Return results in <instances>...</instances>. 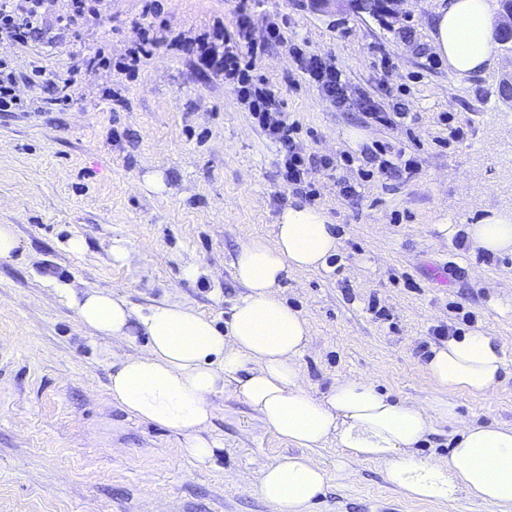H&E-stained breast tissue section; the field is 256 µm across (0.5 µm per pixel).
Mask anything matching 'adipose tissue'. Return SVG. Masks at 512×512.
<instances>
[{"instance_id":"obj_1","label":"adipose tissue","mask_w":512,"mask_h":512,"mask_svg":"<svg viewBox=\"0 0 512 512\" xmlns=\"http://www.w3.org/2000/svg\"><path fill=\"white\" fill-rule=\"evenodd\" d=\"M433 50L460 77L496 60L497 19L487 0H438ZM474 247L512 253V208L488 213L466 229ZM340 242L318 210H283L273 237L242 247L234 264L246 294L226 329L190 308L166 304L139 312L111 292L72 297L78 318L99 335L125 340L143 326V351L123 355L111 376L116 406L140 420L184 435L188 454L206 461L215 444L205 438L226 384L278 436L302 448L333 443L355 462L379 463L390 484L413 499L447 504L459 493L512 507V426L478 424L454 411L461 391L483 395L507 367L494 336L476 329L432 347L425 369L438 387L428 402H394L369 378H340L321 396L303 383L298 359L309 344L306 319L279 294L295 270L326 267ZM457 425L448 457L417 456L435 426ZM325 473L303 456L263 465L257 492L276 512H309L322 492Z\"/></svg>"}]
</instances>
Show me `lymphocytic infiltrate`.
<instances>
[{
  "label": "lymphocytic infiltrate",
  "instance_id": "f902f5d3",
  "mask_svg": "<svg viewBox=\"0 0 512 512\" xmlns=\"http://www.w3.org/2000/svg\"><path fill=\"white\" fill-rule=\"evenodd\" d=\"M107 0H0V42L15 45L27 44L33 35L45 33L56 25L69 28L78 22L97 17L106 9ZM253 11L247 0H242L234 30L215 28L213 32L199 36L196 55L201 65L215 70L224 77L225 84L234 87L240 100L267 138L280 145L284 163L279 176L293 192L313 198L307 190L306 178L311 170L322 168L336 170L337 163L328 156L299 151L294 134L296 124L290 123L282 109L277 90L267 81L254 74L258 56L272 46L283 44L285 31L277 19L267 20L262 38H255ZM293 58L299 71L308 78L320 94L333 106L353 108L366 118L379 124L392 121L390 113L363 92L351 90L342 70L328 65L320 56L294 49ZM101 54H93L74 66L71 75L62 78L36 65L31 69V85L46 90L43 100L20 98L15 90L17 77L8 52H0V112H26L43 104L58 109L70 106L74 101L73 88L81 72L103 64Z\"/></svg>",
  "mask_w": 512,
  "mask_h": 512
}]
</instances>
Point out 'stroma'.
<instances>
[{
  "label": "stroma",
  "mask_w": 512,
  "mask_h": 512,
  "mask_svg": "<svg viewBox=\"0 0 512 512\" xmlns=\"http://www.w3.org/2000/svg\"><path fill=\"white\" fill-rule=\"evenodd\" d=\"M158 24L181 49L159 47L135 76L113 67L82 74L77 101L44 112H0V224L19 241L0 259V512H272L256 491L263 464L304 454L326 474L310 512H508L459 494L443 505L409 498L374 462L356 463L335 444L297 450L266 428L229 384L215 401L206 438L214 457L199 463L182 435L119 409L109 395L113 364L143 349L112 343L83 324L66 289L118 292L147 311L192 308L225 327L246 293L234 262L254 238L273 235L300 196L281 186L280 148L254 123L222 76L201 69L191 45L215 27L232 28L239 0H162ZM141 0H110L98 20L10 47L17 94L37 96L32 60L66 74L75 57L101 51L119 59L137 41ZM437 0H402L394 14L366 0H256L255 29L282 20L287 41L256 61L277 84L296 121V145L339 160L308 179L340 238L329 267L295 271L281 295L309 323L298 360L314 395L342 377H370L390 399L438 394L424 354L433 329L454 322V306L495 336L508 367L485 395L458 394V414L512 425V254L486 256L466 229L487 211L512 205V54L458 78L431 61ZM410 28L413 43L400 28ZM343 70L352 88L392 109V90L411 118L380 125L335 108L297 71L292 45ZM390 67H382L381 56ZM467 129L451 137L452 126ZM412 172L362 178L343 157L378 145ZM160 177L164 187L146 185ZM356 185L345 197L340 181ZM443 224L456 232L446 236ZM81 239L82 251L70 248ZM126 260H114L115 250Z\"/></svg>",
  "instance_id": "1"
}]
</instances>
